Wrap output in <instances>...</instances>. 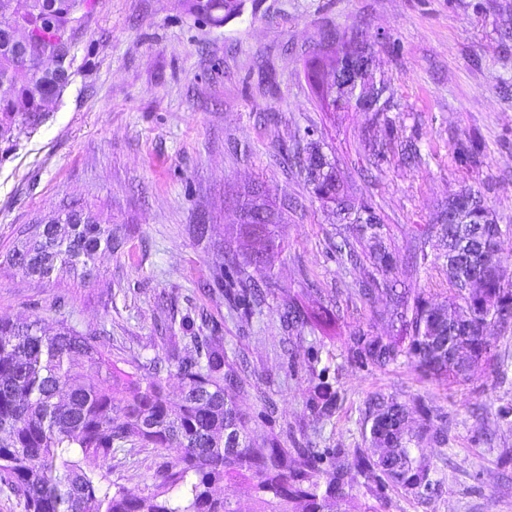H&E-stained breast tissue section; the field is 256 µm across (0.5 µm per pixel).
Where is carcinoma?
<instances>
[{"label": "carcinoma", "instance_id": "obj_1", "mask_svg": "<svg viewBox=\"0 0 512 512\" xmlns=\"http://www.w3.org/2000/svg\"><path fill=\"white\" fill-rule=\"evenodd\" d=\"M188 11L222 20L224 0H188ZM90 0H0V137L12 134L17 109L28 106L38 115L63 87L70 66L62 36L72 39L77 14L88 15ZM37 36L39 47L59 56L54 67L35 76L19 66L8 47L14 35ZM341 44L319 49L307 77L315 98L345 105L375 92L370 79L351 88H336V72L354 65L364 51L349 48L353 38L334 36ZM318 152L307 151V181L316 197L339 203L352 219L356 237L375 240L369 260L387 273L394 257L384 246L383 220L355 200L339 183L335 165L317 172ZM244 207L239 233L263 239L267 248L280 244L279 221L256 224ZM443 211L464 215L479 239L458 252L448 265V280L467 279L471 288H456L452 297L435 303L421 292L397 288L388 278L371 276L358 284L357 295L373 304L386 300L390 318L409 336L407 347L392 336L355 332L348 336L352 357L383 370L404 358L425 375L454 382L466 376L490 353L487 331L512 329V282L485 267L487 253L497 248L490 227L498 224L484 196L463 188L448 197ZM87 223H72L68 208L44 224L25 230L26 240L4 257L8 266L50 280L63 270L93 275L101 250L112 249V227L79 208ZM266 251L240 263L229 257L212 272L210 295L224 298L232 309L251 317L266 301L254 276L262 272ZM339 305L331 300L305 308L296 300L284 304L280 319L288 334L336 323ZM180 336L163 337L167 360L176 367L181 395L167 393L168 378L157 361L143 365L144 375L128 372L112 360L110 341L97 329L79 330L63 323L53 333L41 319L0 320V484L23 502L24 512H237L224 486L252 484L250 512H336V503L351 502L352 482L359 478L371 492L392 486L418 495L440 484L436 468L420 445L447 442L445 424L432 419L413 428L406 408L391 396L374 393L366 400L367 448L348 452L335 448L326 465L309 448H287L281 436L260 441L250 436L240 402L250 395L236 363L224 352L221 336L203 335L187 312L179 320ZM320 417L336 409L334 394L322 381L309 399ZM136 448H175L160 480L143 493L113 486L107 478L112 458Z\"/></svg>", "mask_w": 512, "mask_h": 512}]
</instances>
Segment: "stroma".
<instances>
[{
    "label": "stroma",
    "instance_id": "1",
    "mask_svg": "<svg viewBox=\"0 0 512 512\" xmlns=\"http://www.w3.org/2000/svg\"><path fill=\"white\" fill-rule=\"evenodd\" d=\"M223 21L190 13L184 0H93L75 27L68 83L42 120L0 138V252L28 225L71 204L112 227L111 250L94 276L47 281L0 266V319L61 320L105 329L112 358L136 371L163 356L174 312L203 310L230 359H243L251 395L241 409L254 438L270 433L318 450L365 445L366 400L375 392L446 420L447 445H426L443 484L423 496L380 491L377 512H512V330L491 331L493 360L450 385L407 360L377 370L350 357L355 330L392 335L354 296L370 263L341 258L347 222L315 197L287 153L314 143L335 160L354 197L387 226L392 277L442 301L451 285L427 244L416 263L418 226L437 223L442 203L464 187L483 190L502 224H512V0H237ZM370 53L375 81L393 92L384 112L333 110L313 96L305 73L333 33ZM414 140L419 162L377 158L374 141ZM480 161L457 160L459 146ZM256 191L280 215L282 241L268 254L263 311L244 318L212 298V270L226 252L258 248L236 234L244 194ZM208 225L205 239L194 227ZM341 300L336 327L285 342L279 310ZM337 393L332 416L316 419L307 399L319 377ZM176 449L119 453L108 477L141 493Z\"/></svg>",
    "mask_w": 512,
    "mask_h": 512
}]
</instances>
